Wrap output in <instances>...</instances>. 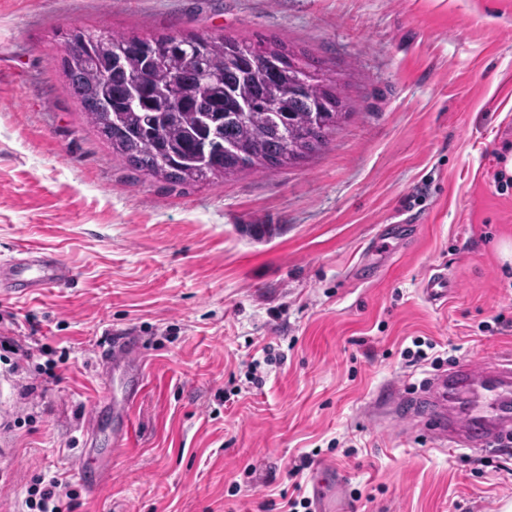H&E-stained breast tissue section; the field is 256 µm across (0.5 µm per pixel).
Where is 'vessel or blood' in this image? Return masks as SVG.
<instances>
[{"label": "vessel or blood", "mask_w": 512, "mask_h": 512, "mask_svg": "<svg viewBox=\"0 0 512 512\" xmlns=\"http://www.w3.org/2000/svg\"><path fill=\"white\" fill-rule=\"evenodd\" d=\"M72 269L56 255L42 252L26 261L0 263V292L16 296L42 293L45 289L69 283ZM425 295L432 301L448 298V277L435 271L424 280ZM104 367L121 363L127 368L131 393L142 385V369L129 342L110 345L101 357ZM423 399L437 401L433 413L435 431L442 445L483 451L496 447L512 433V361L501 360L489 366L471 363L430 380ZM110 458L99 459L95 466L76 461L73 473L89 490H97L108 478Z\"/></svg>", "instance_id": "b4317fda"}]
</instances>
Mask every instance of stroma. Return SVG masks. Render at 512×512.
<instances>
[{
	"label": "stroma",
	"instance_id": "stroma-1",
	"mask_svg": "<svg viewBox=\"0 0 512 512\" xmlns=\"http://www.w3.org/2000/svg\"><path fill=\"white\" fill-rule=\"evenodd\" d=\"M278 41L341 84L329 146L268 173L174 186L89 127L61 69L67 30ZM512 0H0V260L74 271L0 295V512L104 448L90 425L135 340L129 439L72 512H283L343 474L345 512H507L512 446L479 454L373 407L444 367L512 357ZM448 272V300L422 284ZM260 367H253V360ZM232 404H225V397ZM311 465L299 475L301 458Z\"/></svg>",
	"mask_w": 512,
	"mask_h": 512
}]
</instances>
